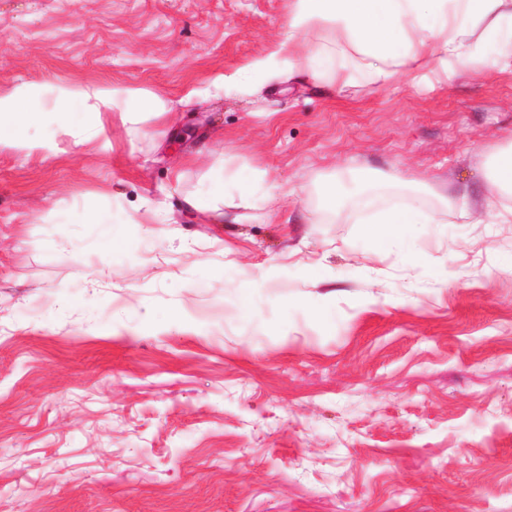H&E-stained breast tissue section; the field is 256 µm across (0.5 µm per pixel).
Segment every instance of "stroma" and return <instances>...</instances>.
Returning a JSON list of instances; mask_svg holds the SVG:
<instances>
[{
	"instance_id": "35a3bbf8",
	"label": "stroma",
	"mask_w": 512,
	"mask_h": 512,
	"mask_svg": "<svg viewBox=\"0 0 512 512\" xmlns=\"http://www.w3.org/2000/svg\"><path fill=\"white\" fill-rule=\"evenodd\" d=\"M288 2L0 0V91L172 107L134 141L116 115L55 155L0 147V512H512V224L419 225L415 264L360 249L362 199L483 201L512 58L217 92L277 51ZM251 169L265 218L186 210ZM108 209L130 223L74 221Z\"/></svg>"
}]
</instances>
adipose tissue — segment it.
Listing matches in <instances>:
<instances>
[{
    "label": "adipose tissue",
    "instance_id": "1",
    "mask_svg": "<svg viewBox=\"0 0 512 512\" xmlns=\"http://www.w3.org/2000/svg\"><path fill=\"white\" fill-rule=\"evenodd\" d=\"M329 29L330 36L318 50L308 51L307 34L313 27ZM484 42L500 55L512 53V0H290L288 21L279 43L278 57L258 61L254 73L272 80L283 69L302 70L328 87L346 86V67H353L371 82L388 84L398 75L416 70H435L448 57L468 56L473 45ZM56 110L44 114L42 91L20 83L0 93V145L11 144L29 151L56 152L58 142L49 137L29 140L21 131L29 124L50 119L61 133L79 136L85 126L106 134L112 113H119L129 137H138L147 115H164L166 102L140 88L90 84L79 88L58 85L53 89ZM259 173L244 176V191L228 196L223 180L212 181L204 195L186 196L187 210L195 212L272 208L275 193L256 199L246 189ZM490 184L500 196L496 214L477 208L469 192L442 197L443 212L458 214L470 224L512 223V147L494 159ZM372 223L377 234L367 236L366 250H376L380 240L399 248L405 262L417 254L403 250L402 243L414 225L433 224L426 212L390 208L376 212Z\"/></svg>",
    "mask_w": 512,
    "mask_h": 512
}]
</instances>
